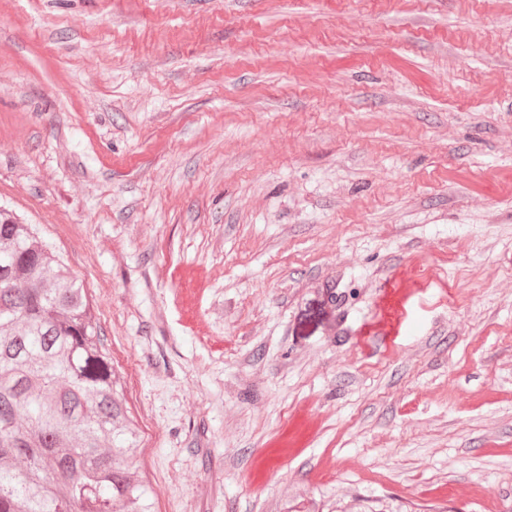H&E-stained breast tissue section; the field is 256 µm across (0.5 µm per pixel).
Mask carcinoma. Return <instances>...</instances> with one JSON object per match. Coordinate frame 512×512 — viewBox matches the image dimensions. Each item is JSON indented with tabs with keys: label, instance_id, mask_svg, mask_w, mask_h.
Returning <instances> with one entry per match:
<instances>
[{
	"label": "carcinoma",
	"instance_id": "carcinoma-1",
	"mask_svg": "<svg viewBox=\"0 0 512 512\" xmlns=\"http://www.w3.org/2000/svg\"><path fill=\"white\" fill-rule=\"evenodd\" d=\"M90 303L0 209V512H154Z\"/></svg>",
	"mask_w": 512,
	"mask_h": 512
}]
</instances>
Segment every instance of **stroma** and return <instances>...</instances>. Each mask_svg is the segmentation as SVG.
Wrapping results in <instances>:
<instances>
[{
  "label": "stroma",
  "mask_w": 512,
  "mask_h": 512,
  "mask_svg": "<svg viewBox=\"0 0 512 512\" xmlns=\"http://www.w3.org/2000/svg\"><path fill=\"white\" fill-rule=\"evenodd\" d=\"M0 208L156 512H512V0H0Z\"/></svg>",
  "instance_id": "obj_1"
}]
</instances>
